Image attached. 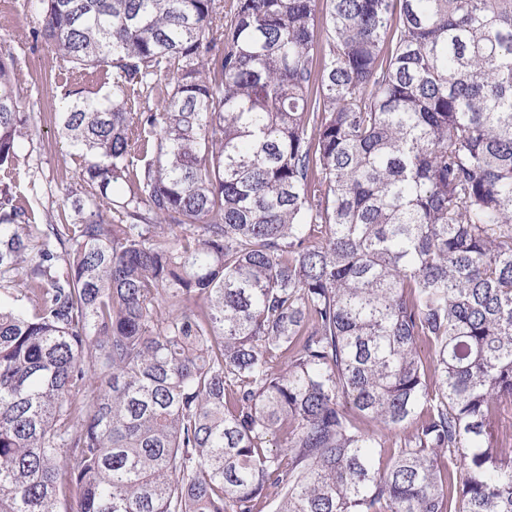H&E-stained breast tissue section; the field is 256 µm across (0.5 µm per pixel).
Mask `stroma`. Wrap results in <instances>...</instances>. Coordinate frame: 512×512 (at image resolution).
<instances>
[{
    "label": "stroma",
    "mask_w": 512,
    "mask_h": 512,
    "mask_svg": "<svg viewBox=\"0 0 512 512\" xmlns=\"http://www.w3.org/2000/svg\"><path fill=\"white\" fill-rule=\"evenodd\" d=\"M39 22L28 0H0V53L13 56L21 106L31 115L30 135L15 164L0 170V180L10 183L18 203L32 207L36 224L46 212L62 211V188L76 177L77 166L57 132V103L75 88L102 96L112 92L105 72L55 68L50 48L31 36Z\"/></svg>",
    "instance_id": "stroma-1"
}]
</instances>
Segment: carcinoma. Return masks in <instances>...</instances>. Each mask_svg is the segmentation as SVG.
Here are the masks:
<instances>
[{
  "mask_svg": "<svg viewBox=\"0 0 512 512\" xmlns=\"http://www.w3.org/2000/svg\"><path fill=\"white\" fill-rule=\"evenodd\" d=\"M39 5L112 96L0 188V512H512V0Z\"/></svg>",
  "mask_w": 512,
  "mask_h": 512,
  "instance_id": "cac0c4a2",
  "label": "carcinoma"
}]
</instances>
